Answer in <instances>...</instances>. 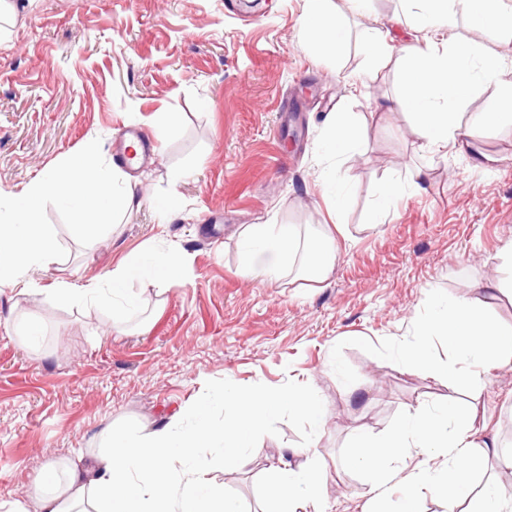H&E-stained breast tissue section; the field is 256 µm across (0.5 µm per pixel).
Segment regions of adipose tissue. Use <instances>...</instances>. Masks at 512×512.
Wrapping results in <instances>:
<instances>
[{
	"instance_id": "ef3b65f1",
	"label": "adipose tissue",
	"mask_w": 512,
	"mask_h": 512,
	"mask_svg": "<svg viewBox=\"0 0 512 512\" xmlns=\"http://www.w3.org/2000/svg\"><path fill=\"white\" fill-rule=\"evenodd\" d=\"M419 34L396 40L380 28L368 27L366 47L375 69L394 68L401 93L388 111L411 119L422 148L447 153L461 138L493 121L512 122V67L478 53L457 32L458 17L470 29L512 25V9L504 0H409ZM302 25L310 45L340 50L347 29L334 18L326 0H307ZM495 84L496 96L486 108L462 122L459 105L478 83ZM248 274L280 278L298 244L288 224H250L240 234ZM185 255L176 249L151 255H126L112 270V289L99 285L60 283L55 295L71 303L112 306L115 327H124L138 304L127 290L131 279L146 286H175L184 279ZM444 337L454 360L437 363L428 353V339ZM404 357L410 367L422 369L456 386L463 375L479 378L482 369L512 359V327L488 320L467 300L436 304L435 313L419 329V339ZM309 420L320 431L326 412L311 400L305 388L288 392L226 388L224 419L212 422L204 405L191 409L195 423L177 434L171 427L128 432L106 426L104 453L66 466H47L38 484L36 512H243L240 502L224 492L223 484L206 471L184 468L194 449L219 440L224 444V468L235 470L243 449L281 410ZM484 414L470 407L463 416L436 411L427 404L408 408L399 421L380 435L356 430L350 437V465L361 472L373 501H381L399 475V464L412 460L411 485L397 501L395 512H420V492L444 501L447 512H512V496L486 477L491 458L500 457L496 441L484 438ZM291 462L273 470V487L261 512H294V505L320 507L325 497V467L313 447L291 449Z\"/></svg>"
}]
</instances>
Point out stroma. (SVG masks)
I'll use <instances>...</instances> for the list:
<instances>
[{
	"instance_id": "obj_1",
	"label": "stroma",
	"mask_w": 512,
	"mask_h": 512,
	"mask_svg": "<svg viewBox=\"0 0 512 512\" xmlns=\"http://www.w3.org/2000/svg\"><path fill=\"white\" fill-rule=\"evenodd\" d=\"M332 2L349 26L337 56L306 49L305 0H34L20 12L0 48V189L20 190L90 138L119 166L126 131L150 137L164 113L180 120L133 168L140 189L119 226L83 246L48 209L65 258L33 272L27 293L0 290V503L32 500L46 465L98 454L106 424L161 426L200 401L222 421L228 387L305 385L327 407L326 512H368L361 476L342 465L349 436L382 433L410 406L477 401L489 437L512 449V362L484 371L481 388L453 391L402 360L437 297L468 299L512 326V299L482 289L512 277L501 259L512 243V123L444 159L421 150L406 117L379 111L398 92L392 69L362 96L346 82L370 67L365 27L407 30L408 0H369L365 18ZM331 112L365 123L354 157L326 153ZM391 181L405 190L372 225ZM173 195L179 209L162 218ZM248 224L332 235L336 265L323 278L247 275L239 233ZM151 246L185 254L184 283L144 290L126 331L110 307L51 293L60 279L106 285L124 256ZM23 315L40 322L37 340L10 335ZM311 435L283 411L237 470L225 471L219 441L192 462L244 512H260L281 449Z\"/></svg>"
}]
</instances>
